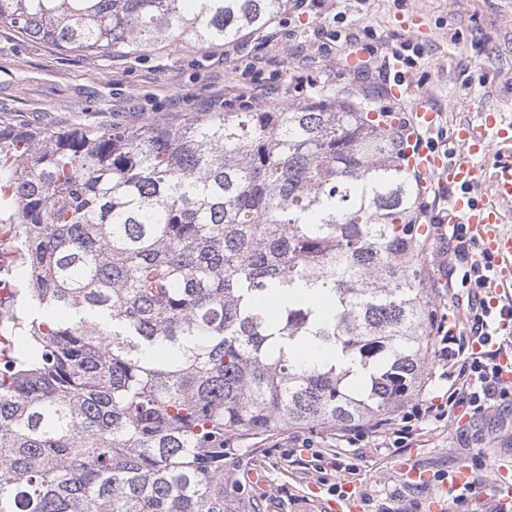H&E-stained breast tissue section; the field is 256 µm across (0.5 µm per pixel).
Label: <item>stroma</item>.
Masks as SVG:
<instances>
[{
  "instance_id": "obj_1",
  "label": "stroma",
  "mask_w": 512,
  "mask_h": 512,
  "mask_svg": "<svg viewBox=\"0 0 512 512\" xmlns=\"http://www.w3.org/2000/svg\"><path fill=\"white\" fill-rule=\"evenodd\" d=\"M396 50L414 55L411 83L442 112L444 129L487 111L512 123V0H283L271 24L239 42L172 41L143 57L66 52L0 23V126L107 130L336 97L409 119L413 98L391 93ZM370 52L376 69H349L352 54ZM421 237L422 286L444 325L458 311L445 286L447 251L431 229ZM461 366L428 353L420 385L394 414L444 403L448 375ZM412 427L401 447L371 432L350 445L329 430H282L225 459L224 512H324L334 483L358 497L360 512L395 498L407 512H448V486L435 476L461 466L486 485L467 512H488L499 467L512 469V401L472 415L458 408ZM307 437L314 447H298ZM406 462L430 475L428 486L407 485ZM256 471L265 487L252 482Z\"/></svg>"
}]
</instances>
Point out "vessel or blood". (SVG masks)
Returning <instances> with one entry per match:
<instances>
[{"mask_svg":"<svg viewBox=\"0 0 512 512\" xmlns=\"http://www.w3.org/2000/svg\"><path fill=\"white\" fill-rule=\"evenodd\" d=\"M440 121V112L430 108L426 100L416 102L406 159L410 167L430 173L452 188L448 214L442 217V224L466 225L478 242L475 261L493 256L496 264L493 278L498 290L512 288V234L502 229L505 215L501 209L502 204L512 202V157L497 165L489 199L480 201L472 194L479 181L474 158L485 155L492 143L512 142V124L499 114L484 112L477 121L459 125L452 142L463 156L453 161L447 152L431 150L419 143L422 133L436 128Z\"/></svg>","mask_w":512,"mask_h":512,"instance_id":"b4317fda","label":"vessel or blood"}]
</instances>
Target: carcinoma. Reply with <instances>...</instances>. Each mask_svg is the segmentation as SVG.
I'll return each mask as SVG.
<instances>
[{
    "label": "carcinoma",
    "instance_id": "obj_1",
    "mask_svg": "<svg viewBox=\"0 0 512 512\" xmlns=\"http://www.w3.org/2000/svg\"><path fill=\"white\" fill-rule=\"evenodd\" d=\"M282 0H0L110 57L260 31ZM397 112L344 100L97 131L0 126V512H224V457L417 387L433 310ZM329 296L323 316L288 300ZM313 340L334 358L307 363ZM363 388L349 390L356 370Z\"/></svg>",
    "mask_w": 512,
    "mask_h": 512
}]
</instances>
